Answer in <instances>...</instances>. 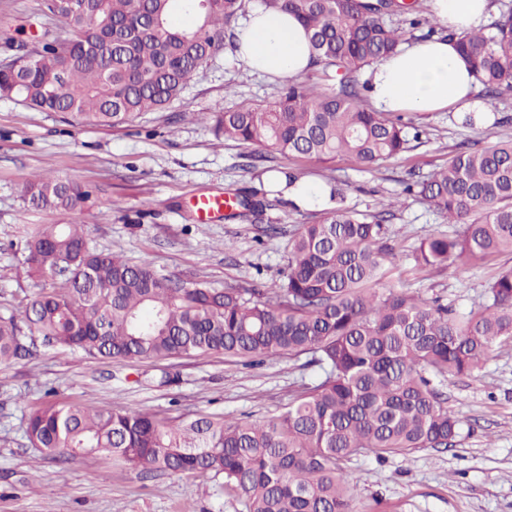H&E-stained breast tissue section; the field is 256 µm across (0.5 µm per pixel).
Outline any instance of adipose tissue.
Listing matches in <instances>:
<instances>
[{
  "instance_id": "obj_1",
  "label": "adipose tissue",
  "mask_w": 512,
  "mask_h": 512,
  "mask_svg": "<svg viewBox=\"0 0 512 512\" xmlns=\"http://www.w3.org/2000/svg\"><path fill=\"white\" fill-rule=\"evenodd\" d=\"M438 23L453 31L482 26L488 0H429ZM239 56L253 71L291 78L310 64L302 25L285 13L252 11L241 28ZM371 104L382 112L466 111L474 93L467 63L453 42L435 37L405 45L367 74Z\"/></svg>"
}]
</instances>
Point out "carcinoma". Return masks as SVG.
Segmentation results:
<instances>
[{
    "instance_id": "carcinoma-1",
    "label": "carcinoma",
    "mask_w": 512,
    "mask_h": 512,
    "mask_svg": "<svg viewBox=\"0 0 512 512\" xmlns=\"http://www.w3.org/2000/svg\"><path fill=\"white\" fill-rule=\"evenodd\" d=\"M294 15L309 40L317 80L290 84L265 108L196 112L218 138L257 144L293 159L338 155L371 168L407 151L421 132L402 112L363 104L362 70L397 53L429 23L418 0H263ZM74 34L43 39L17 63L0 64V97L83 125L119 127L178 100L188 79L237 47L246 0H46ZM177 12L196 24L178 28ZM401 18L398 24L393 19ZM474 82L491 96L512 90V6L485 29L455 36ZM232 194L227 219L259 220L297 185ZM331 207L300 224L288 271L268 288H212L135 264L91 245L87 225L33 224L24 264L40 282L23 324L0 312V364L35 339L93 359L160 360L222 352L245 365L309 356L315 378L286 410L262 421L160 417L133 408L47 401L26 416L25 434L44 456L102 453L142 473L222 476L246 512H354V457L383 461L458 442L464 422L435 380L477 377L496 348L512 342V267L495 273L484 299L461 312L440 296L387 286L395 247L388 210L345 204L336 180ZM448 224L410 250L418 268L476 265L512 255V139L466 145L426 180L405 182ZM91 198L84 184L37 174L24 190L35 210L74 213Z\"/></svg>"
}]
</instances>
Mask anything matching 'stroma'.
Here are the masks:
<instances>
[{
  "instance_id": "1",
  "label": "stroma",
  "mask_w": 512,
  "mask_h": 512,
  "mask_svg": "<svg viewBox=\"0 0 512 512\" xmlns=\"http://www.w3.org/2000/svg\"><path fill=\"white\" fill-rule=\"evenodd\" d=\"M46 31L70 35L45 0H0V63L13 57L15 45L34 43ZM287 85L227 51L189 79L171 108L128 126L71 125L61 114L0 98V308L21 314L38 288L22 264L29 225L60 220L23 202L25 184L38 173L93 188L78 218L97 249L215 288H258L282 278L293 231L318 221L322 205L297 209L284 201L256 223L199 214L200 196L263 191L270 183L250 164L258 147L215 138L188 115L244 103L262 107ZM412 120L423 132L420 144L371 169L344 156L317 161L278 155L274 163L322 187L340 177L347 205L360 211L393 202L388 226L408 248L428 234L454 230L426 202L402 197L409 173L430 177L461 143L489 146L512 138V121L470 127L452 112L416 113ZM395 264L394 282L467 310L481 302L499 268L512 266V255L450 269H419L403 255ZM168 373L175 381L165 382ZM313 375L304 355L246 366L220 353L128 362L37 347L0 365V512H245L219 477L146 476L106 454L66 461L40 456L25 435V417L51 387L56 401L65 403L262 420L282 413ZM439 388L465 422L459 441L382 462L353 458L347 467L358 479L356 512H512V344L498 347L482 376L451 375Z\"/></svg>"
}]
</instances>
